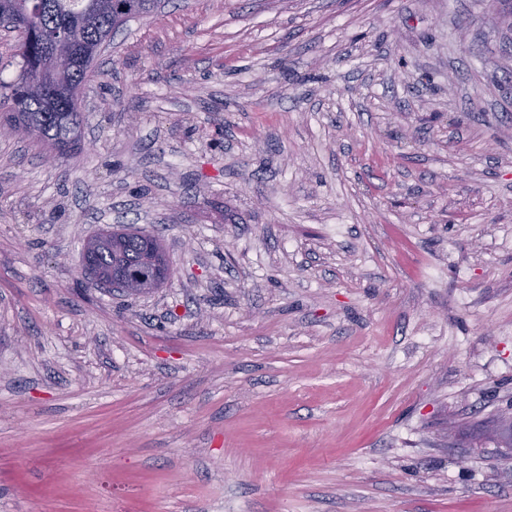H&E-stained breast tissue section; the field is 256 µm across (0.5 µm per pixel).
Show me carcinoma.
<instances>
[{"label":"carcinoma","instance_id":"1","mask_svg":"<svg viewBox=\"0 0 512 512\" xmlns=\"http://www.w3.org/2000/svg\"><path fill=\"white\" fill-rule=\"evenodd\" d=\"M154 0H0V17L32 13L30 28L16 33L25 45L19 73L10 82L0 80V108L16 133L46 145L55 157L80 149L81 128L67 121V114L81 110V89L89 81L94 59L76 60L66 67L53 61L49 41L58 38L61 48L70 40L89 51L102 34H112L131 18L151 14ZM96 244V270L109 274L112 266L125 264L143 273L157 272L145 289L149 293L168 278L170 263L160 240L150 234L106 230L92 237Z\"/></svg>","mask_w":512,"mask_h":512}]
</instances>
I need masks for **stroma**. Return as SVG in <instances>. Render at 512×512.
<instances>
[{"mask_svg": "<svg viewBox=\"0 0 512 512\" xmlns=\"http://www.w3.org/2000/svg\"><path fill=\"white\" fill-rule=\"evenodd\" d=\"M84 147L0 136V512H512V0H165ZM152 293L88 285L102 229ZM96 244V270L108 275L100 279L90 262L88 247L84 246L80 256L81 270L88 279L105 288L125 290L127 281L120 276L109 275L112 266L125 264L146 274L156 270L157 277L148 288L137 294L151 292L161 286L168 278L170 263L160 240L150 234L139 232L103 231L92 238Z\"/></svg>", "mask_w": 512, "mask_h": 512, "instance_id": "stroma-1", "label": "stroma"}]
</instances>
